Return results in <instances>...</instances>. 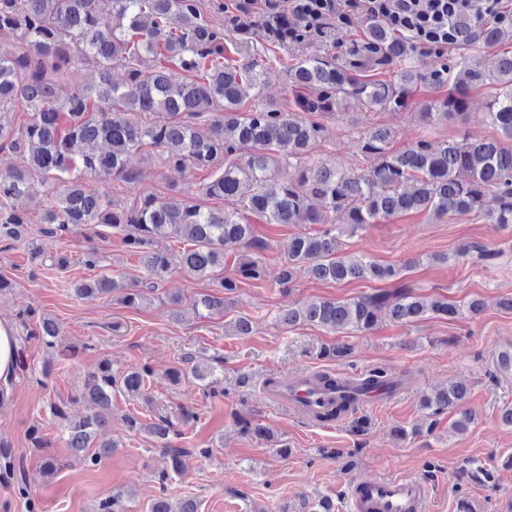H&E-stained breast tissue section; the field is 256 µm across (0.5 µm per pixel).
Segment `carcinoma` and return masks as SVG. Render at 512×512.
Wrapping results in <instances>:
<instances>
[{
  "instance_id": "cac0c4a2",
  "label": "carcinoma",
  "mask_w": 512,
  "mask_h": 512,
  "mask_svg": "<svg viewBox=\"0 0 512 512\" xmlns=\"http://www.w3.org/2000/svg\"><path fill=\"white\" fill-rule=\"evenodd\" d=\"M463 44L496 46L504 38L498 22L460 21ZM0 34L18 40L12 48L0 47V110L20 104L28 121L19 129L3 122L0 113V149L27 156L23 170L0 168V243L13 245L29 237L27 208L32 183L50 187L54 205L41 218L38 231L51 236L75 233L86 226L105 224L122 233L123 244L139 256L144 276L130 284L106 274L77 285V295L116 294L118 301L139 306L147 295L160 290L171 272L169 253L160 239L176 237L187 242L180 256L181 272L190 279L210 280L233 256L235 275L218 279L224 293L238 288L239 278L257 279L263 270L261 253L269 244L254 232L249 217L266 224H318L321 229L295 234L282 245L287 258L277 285L291 284L298 271L335 283L350 281H401L416 260L401 265L381 264L363 255H341L342 236L353 235L371 224L402 213L431 211L438 216L475 214L497 224L512 225V55L500 56L492 81L507 88L491 105L487 118L504 136L479 142L445 141L434 146L418 140L404 150L391 147L394 135L384 126L370 128L358 140L363 160L358 171H344L328 163L304 162L321 136L319 122L302 118L275 104H257L245 110L249 91L260 87L266 64L257 61L236 65L224 60V28L213 25L201 0H0ZM366 44L381 60L401 65L394 81L373 79L332 62L317 53L296 59L288 66L296 105L303 112L330 115L346 102L369 111L401 112L408 108L411 88L448 74L450 92L434 103L438 112H422L425 122L447 120L463 114L471 88L484 84L486 75L467 66L463 55L441 70L423 73L413 65L414 48L389 27L375 23L367 29ZM88 63L81 75L72 66ZM120 61L126 70L121 83L112 80L111 64ZM186 73V80L172 82L165 64ZM73 82L74 90L62 98L57 86ZM150 146L161 149L169 164L182 168L219 167L217 175L201 189L209 199L224 200L229 209L199 204H170L148 195L119 207L110 198L85 185L84 178L108 171L133 183L137 172L128 166L131 154ZM297 168L295 177L268 191L282 165ZM29 246V261H46L65 270L71 258L58 253L45 259ZM458 255L474 263H487L500 252L471 241ZM206 316L224 313V297L206 292L194 300ZM454 317L457 305L437 297L426 299L405 286L398 291H377L347 300L314 299L279 316L288 326L314 323L332 329L373 330L383 321L414 323L427 314ZM22 319L35 320L32 335L47 349L57 347L59 327L36 310L23 311ZM221 360L205 366L193 352L180 358L169 379L174 383L201 382L205 396L224 395L217 373ZM150 370H120L106 359L86 372L81 397L95 411L77 421L57 405L53 416L63 420L66 447L91 462L110 453L112 444L98 440L107 425L103 411L112 395L147 397L145 377ZM313 382L339 396L320 407L316 417L333 422L352 417V428L363 433L367 421L356 416L358 397L368 391L395 393L404 379L384 370L353 377L330 371L311 375ZM467 388L460 382L426 398L424 407L433 417L454 410L452 428H467L471 415L464 409ZM197 413L180 405L163 408L154 421L142 424L125 417L127 426L150 436L171 460L172 473L160 476L166 485L183 470V458L205 457L210 448H175L177 425ZM4 468L16 479L18 492L28 493L25 470L11 465V452L0 444ZM459 479L488 483L493 471L476 461L461 466ZM151 512H198V503L186 499L172 504L165 497L154 500Z\"/></svg>"
}]
</instances>
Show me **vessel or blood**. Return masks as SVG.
<instances>
[{
    "mask_svg": "<svg viewBox=\"0 0 512 512\" xmlns=\"http://www.w3.org/2000/svg\"><path fill=\"white\" fill-rule=\"evenodd\" d=\"M267 397L290 410L312 418L322 392L306 375L284 378L282 385L269 388ZM352 512H426L429 493L411 475L399 473L357 478L350 483Z\"/></svg>",
    "mask_w": 512,
    "mask_h": 512,
    "instance_id": "obj_1",
    "label": "vessel or blood"
}]
</instances>
